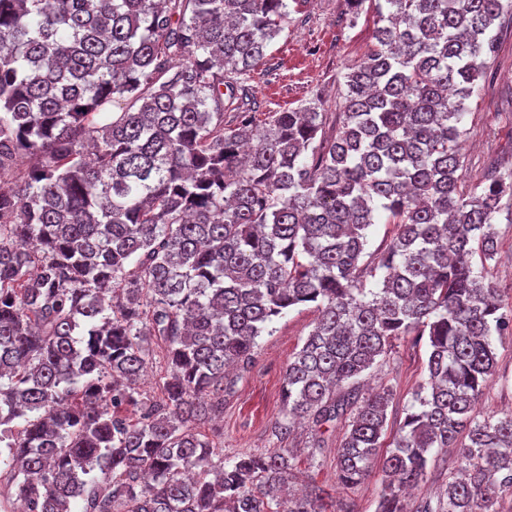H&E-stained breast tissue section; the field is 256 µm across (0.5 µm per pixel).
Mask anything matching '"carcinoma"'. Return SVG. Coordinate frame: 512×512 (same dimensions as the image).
<instances>
[{"instance_id":"obj_1","label":"carcinoma","mask_w":512,"mask_h":512,"mask_svg":"<svg viewBox=\"0 0 512 512\" xmlns=\"http://www.w3.org/2000/svg\"><path fill=\"white\" fill-rule=\"evenodd\" d=\"M305 2L0 0V483L24 512H325L314 480L279 496L292 449L215 462L202 433L227 369L305 303L320 316L288 361L278 442L348 420L337 479L380 468L377 512H407L434 450L465 466L417 512L512 495V412L478 410L512 308L472 247L494 258L512 174L469 194L457 175L512 0H345L373 11L374 43L329 133L313 101L263 124L248 108ZM381 214L396 232L366 262ZM412 335L428 385L386 440L393 390L361 397L358 377ZM153 342L159 399L137 388Z\"/></svg>"}]
</instances>
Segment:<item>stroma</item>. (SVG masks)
Returning a JSON list of instances; mask_svg holds the SVG:
<instances>
[{
	"label": "stroma",
	"instance_id": "obj_1",
	"mask_svg": "<svg viewBox=\"0 0 512 512\" xmlns=\"http://www.w3.org/2000/svg\"><path fill=\"white\" fill-rule=\"evenodd\" d=\"M374 28L369 13L351 17L344 0H306L291 13L288 27L260 61L250 82V95L259 112H283L311 101L335 111L344 89L348 66L359 62ZM498 51L489 59L487 76L479 81L466 102L462 127L460 187L470 191L488 165L500 172L512 170V18L502 21ZM497 253L490 260L487 278L497 288L503 303H512V216L496 214ZM318 311L314 304L290 310L276 319L273 334L259 337L255 361L249 371L235 379L224 401V413L205 433L217 452L230 458L240 453L266 454L277 448L269 433L271 423L283 412L282 388L290 357L302 346ZM496 372L486 387L478 408L484 414L512 410V336L496 342ZM428 346L408 336L395 343L389 356L378 359L365 375V387H392L395 398L388 409L387 426L396 430L405 417L419 385L428 378ZM345 421L322 428L297 430L300 447L313 439L324 441L320 454H301L295 489L315 480L329 491L334 507L348 505L352 512H376L383 476L373 472L359 484L344 486L336 480V450L344 437Z\"/></svg>",
	"mask_w": 512,
	"mask_h": 512
}]
</instances>
